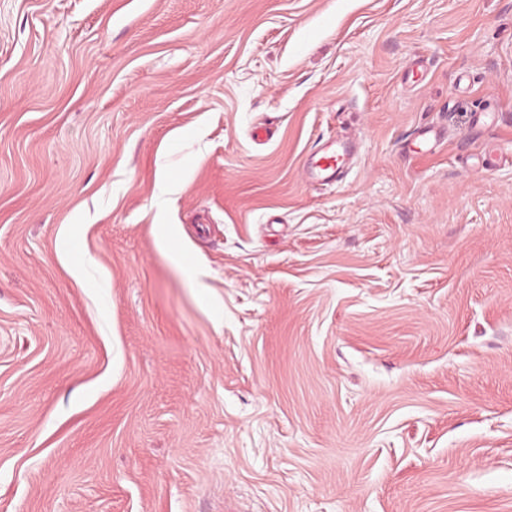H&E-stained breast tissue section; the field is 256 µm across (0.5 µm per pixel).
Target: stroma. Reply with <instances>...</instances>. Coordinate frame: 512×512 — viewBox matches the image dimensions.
<instances>
[{"mask_svg":"<svg viewBox=\"0 0 512 512\" xmlns=\"http://www.w3.org/2000/svg\"><path fill=\"white\" fill-rule=\"evenodd\" d=\"M0 512H512V0H0ZM355 144L345 139L319 142L304 170L307 183L332 186L343 174Z\"/></svg>","mask_w":512,"mask_h":512,"instance_id":"stroma-1","label":"stroma"}]
</instances>
